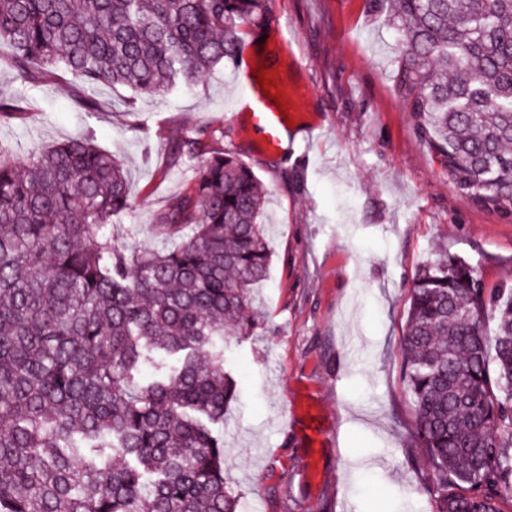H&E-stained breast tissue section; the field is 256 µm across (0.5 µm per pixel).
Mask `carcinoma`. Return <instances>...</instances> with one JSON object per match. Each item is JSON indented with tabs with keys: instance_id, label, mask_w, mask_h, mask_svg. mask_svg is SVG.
<instances>
[{
	"instance_id": "carcinoma-1",
	"label": "carcinoma",
	"mask_w": 512,
	"mask_h": 512,
	"mask_svg": "<svg viewBox=\"0 0 512 512\" xmlns=\"http://www.w3.org/2000/svg\"><path fill=\"white\" fill-rule=\"evenodd\" d=\"M418 136L476 206L512 221V0H385ZM267 0H0L24 84L64 70L79 108L121 85L194 86L245 49ZM191 190L153 223L172 248L116 247L126 171L89 138L24 160L0 144V512H238L224 478L237 385L224 343L268 274L253 170L196 138ZM401 372L432 512H512V286L444 254L413 278Z\"/></svg>"
}]
</instances>
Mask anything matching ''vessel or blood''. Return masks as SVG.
I'll return each instance as SVG.
<instances>
[{"label": "vessel or blood", "mask_w": 512, "mask_h": 512, "mask_svg": "<svg viewBox=\"0 0 512 512\" xmlns=\"http://www.w3.org/2000/svg\"><path fill=\"white\" fill-rule=\"evenodd\" d=\"M267 73L270 79L279 83L278 89L283 92L290 107L289 119H282L273 100L258 88L252 75L251 63L238 64L233 69L236 82L249 89L248 95L241 101V106L246 112L249 127L256 136L258 149L263 154L277 156L287 152L293 145L296 127H304L312 133L319 129L320 124L306 120V93L300 86L279 76L275 68H268Z\"/></svg>", "instance_id": "vessel-or-blood-1"}]
</instances>
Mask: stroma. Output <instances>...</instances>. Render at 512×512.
<instances>
[{
    "mask_svg": "<svg viewBox=\"0 0 512 512\" xmlns=\"http://www.w3.org/2000/svg\"><path fill=\"white\" fill-rule=\"evenodd\" d=\"M261 33L282 74L309 89V112L325 118L288 155L261 154L245 118L230 119L245 90L227 67L170 95L103 86L111 108L86 112L68 73L25 87L1 65L0 96L26 103L0 121V142L22 157L94 136L128 170L132 207L114 216L115 238L143 248L168 245L153 215L189 191L200 163L175 158L179 143L199 135L236 152L267 192L273 252L254 291L261 326L224 352L238 382L224 476L240 512H430L399 350L411 281L444 244L485 288L512 283V222L459 194L419 138L394 87L399 36L379 0H269L263 30L245 38ZM305 396L318 409L309 432Z\"/></svg>",
    "mask_w": 512,
    "mask_h": 512,
    "instance_id": "obj_1",
    "label": "stroma"
}]
</instances>
